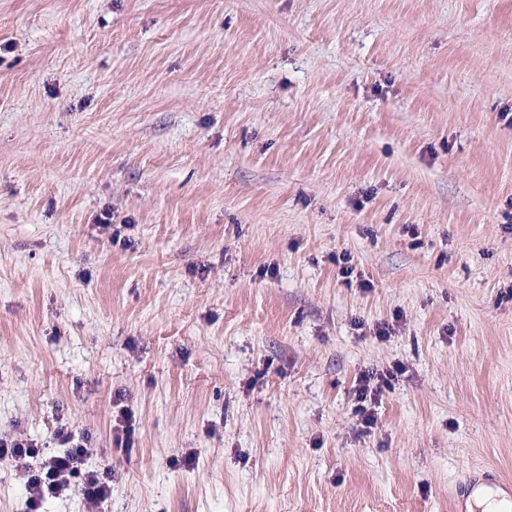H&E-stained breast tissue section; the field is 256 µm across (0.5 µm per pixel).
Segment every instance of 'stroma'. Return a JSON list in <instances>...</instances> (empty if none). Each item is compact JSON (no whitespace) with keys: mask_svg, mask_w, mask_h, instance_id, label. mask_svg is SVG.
<instances>
[{"mask_svg":"<svg viewBox=\"0 0 512 512\" xmlns=\"http://www.w3.org/2000/svg\"><path fill=\"white\" fill-rule=\"evenodd\" d=\"M63 424L96 512L512 485V0H0V438ZM370 380H371V376L370 375H364L361 377L360 379V386L358 387L357 389V400H358V405H357V408H356V412L358 415H362L363 418V423L367 426H370L373 421H374V416H373V410L371 408H367L366 406V402L368 401V397H369V401H370V404H375L376 403V400H377V396L378 394L381 392V385L378 383L377 386L375 388H372L370 389Z\"/></svg>","mask_w":512,"mask_h":512,"instance_id":"stroma-1","label":"stroma"}]
</instances>
